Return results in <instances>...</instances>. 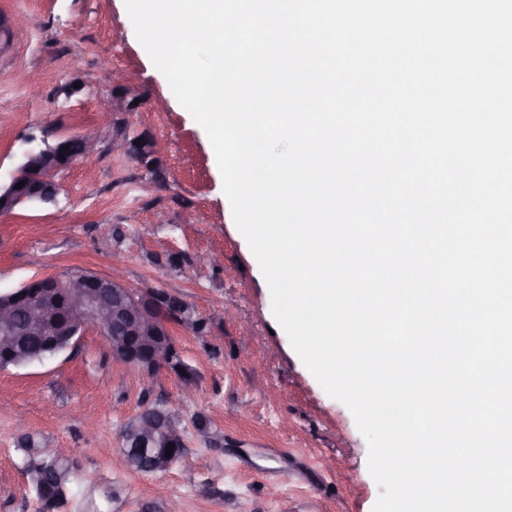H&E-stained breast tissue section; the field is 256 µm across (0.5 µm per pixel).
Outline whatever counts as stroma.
Segmentation results:
<instances>
[{
	"label": "stroma",
	"mask_w": 512,
	"mask_h": 512,
	"mask_svg": "<svg viewBox=\"0 0 512 512\" xmlns=\"http://www.w3.org/2000/svg\"><path fill=\"white\" fill-rule=\"evenodd\" d=\"M0 16L24 20L0 54V183L29 148L101 124L110 131L56 173L55 202L0 215V293L72 269L118 270L131 286L223 315L203 337L171 329L194 374L188 389L174 373L124 364L94 329L55 357L0 369V512H38L20 418L77 463L62 512H168L173 501L181 512H372L367 442L275 319L208 136L137 40L125 0H0ZM120 97L138 103L137 132L164 143L156 163L113 152L112 134L127 131L113 107ZM203 254L219 267L199 271ZM146 402L180 420L192 467L114 466L121 431ZM199 414L223 432L221 446L197 432Z\"/></svg>",
	"instance_id": "stroma-1"
}]
</instances>
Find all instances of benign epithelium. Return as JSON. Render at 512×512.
I'll return each instance as SVG.
<instances>
[{"mask_svg": "<svg viewBox=\"0 0 512 512\" xmlns=\"http://www.w3.org/2000/svg\"><path fill=\"white\" fill-rule=\"evenodd\" d=\"M43 166L36 171L20 163L5 186H0V214H9L17 207L36 201L29 194L32 186L50 185L53 191L44 196L52 201L59 192L54 179L62 169L58 164V149L42 150ZM25 185L18 186L19 182ZM25 306L34 315L37 331L47 337L49 355L75 347L90 328H105L114 333L112 353L123 363L145 376L165 370L176 372L184 365L180 350L165 341L169 324L197 322V309L180 296L150 286L131 287L119 275L100 276L92 271L74 269L61 275L36 277L20 288L0 293V361L11 360L10 337L15 335L14 310ZM160 426L145 422L139 447L148 448L155 442ZM165 443L179 437L171 425L162 430Z\"/></svg>", "mask_w": 512, "mask_h": 512, "instance_id": "1", "label": "benign epithelium"}]
</instances>
